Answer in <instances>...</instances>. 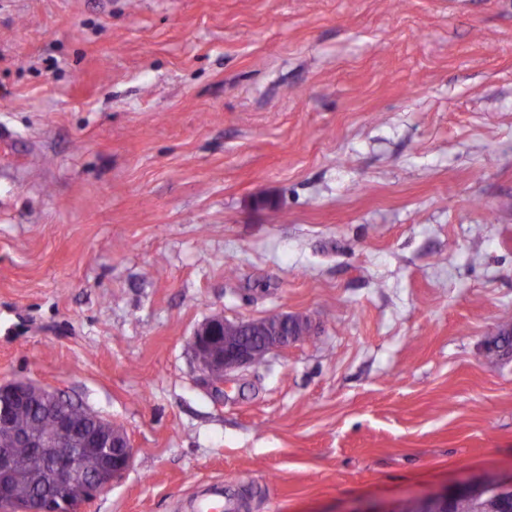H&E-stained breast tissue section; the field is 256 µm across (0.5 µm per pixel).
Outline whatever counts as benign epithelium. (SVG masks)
Wrapping results in <instances>:
<instances>
[{
    "instance_id": "7a95c632",
    "label": "benign epithelium",
    "mask_w": 512,
    "mask_h": 512,
    "mask_svg": "<svg viewBox=\"0 0 512 512\" xmlns=\"http://www.w3.org/2000/svg\"><path fill=\"white\" fill-rule=\"evenodd\" d=\"M299 332L311 335L312 325L307 317L294 313L281 312L259 321H229L213 315L197 327L190 345L199 371L210 382L222 385L230 372L255 364L273 350H285L293 345ZM30 390L47 398L59 396V392L28 380L0 384L1 395L20 396ZM110 427V434L92 436L68 424L70 437L66 440L22 435L13 428L10 408L0 404V496H6L8 504L16 501L19 485L10 480L14 469L10 448L18 442L43 450L49 460L48 481L57 493L66 495L64 506L70 512L107 493L129 468L134 454L126 430L114 423ZM83 448H99L105 456L100 473L93 479L85 478L80 467L78 451ZM466 496L512 498V474L505 480L477 487L464 483L451 493L445 488L415 496L406 501L401 512H448L452 499ZM20 512H60V508L55 498L34 497L23 503Z\"/></svg>"
}]
</instances>
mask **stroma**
<instances>
[{"mask_svg":"<svg viewBox=\"0 0 512 512\" xmlns=\"http://www.w3.org/2000/svg\"><path fill=\"white\" fill-rule=\"evenodd\" d=\"M282 311L312 335L202 379L199 324ZM505 321L512 0H0V382L134 448L81 512L511 475ZM30 390H33L34 392L41 394L42 396H45L47 398L58 397L60 394H62L60 392L51 390L47 387H44L35 382H30L28 380H15V381L0 384L1 396L4 394H10L12 396H20ZM67 398L69 404L63 406L62 411L65 412L77 426H80L86 432H94L101 427L97 420L88 417L86 410L89 408L87 406L81 401L73 400L70 397ZM191 512H235L234 503L224 498V484H209L200 490L189 502Z\"/></svg>","mask_w":512,"mask_h":512,"instance_id":"1","label":"stroma"}]
</instances>
